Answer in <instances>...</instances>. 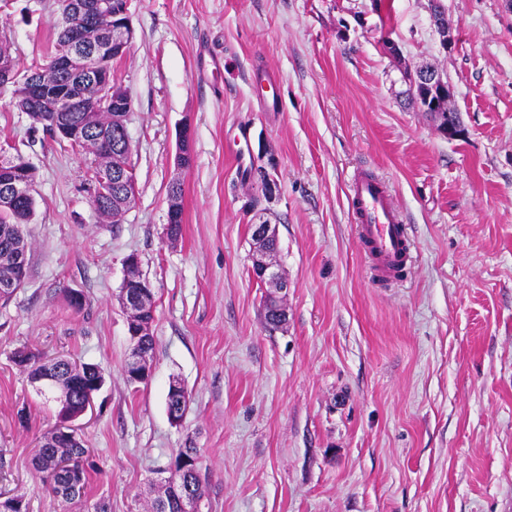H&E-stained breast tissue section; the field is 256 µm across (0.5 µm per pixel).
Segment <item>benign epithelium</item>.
<instances>
[{
	"label": "benign epithelium",
	"mask_w": 512,
	"mask_h": 512,
	"mask_svg": "<svg viewBox=\"0 0 512 512\" xmlns=\"http://www.w3.org/2000/svg\"><path fill=\"white\" fill-rule=\"evenodd\" d=\"M112 11V27L100 34L95 31L94 13L96 9ZM62 26L68 31L69 46L55 55V65L63 80L57 84L45 85L24 77L23 71L16 68L14 61L0 58V85L22 87V99L27 110L49 109L61 113L54 124L56 137L61 140L74 141L93 129V114L85 111L83 81L86 78L97 83L99 89L98 106L116 114L117 130L123 141L130 142L126 117L132 110V98L120 84L112 82V59L126 53L133 41L134 30L128 16V7L121 9L114 4L98 6L80 2L70 6L67 16L62 19ZM409 86L429 87L437 91L444 99L453 100L454 88L451 83L438 76L431 67L421 68L406 75ZM175 161L184 168L191 161V130L183 127L178 136ZM128 186L127 173L123 169H109L100 172L97 178L87 185L91 196L98 204L112 203L113 189ZM34 183L18 169L5 171L3 184L0 185V206L16 209L32 198ZM253 239L255 253L252 257V272L263 284L283 294L288 290V279L273 260L269 249L271 242L277 239L274 226L264 222L254 225ZM127 276L125 278L122 301L128 314L127 330L131 344V353L126 364L127 375L133 380L148 378L150 365L139 351L141 336L152 329V324L140 325L138 316L147 306L150 292L139 283V261L134 255L125 260ZM183 385L174 381L170 395L172 406L170 421L177 425L182 421L184 400ZM182 512H199L200 499L192 485L182 490L180 500Z\"/></svg>",
	"instance_id": "7a95c632"
}]
</instances>
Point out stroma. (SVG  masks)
I'll return each mask as SVG.
<instances>
[{
  "label": "stroma",
  "instance_id": "1",
  "mask_svg": "<svg viewBox=\"0 0 512 512\" xmlns=\"http://www.w3.org/2000/svg\"><path fill=\"white\" fill-rule=\"evenodd\" d=\"M441 3L446 44L430 0H131L117 79L136 191L118 224L91 206L90 157L0 94V141L38 171L27 276L0 306V488L29 512L83 510L32 470L58 403L17 363L25 348L99 364L105 385L77 424L93 450L85 503L111 512H147L150 483L189 447L200 512H512V0ZM57 21L54 0L0 10L19 69L46 63ZM425 65L453 85L463 137L407 100L404 70ZM254 68L273 85L249 86ZM272 95L281 111H266ZM361 170L388 184L416 246L388 286L356 239ZM261 222L288 280L275 330L252 273ZM132 253L155 301L151 374L135 385L119 300ZM175 380L190 395L178 426Z\"/></svg>",
  "mask_w": 512,
  "mask_h": 512
}]
</instances>
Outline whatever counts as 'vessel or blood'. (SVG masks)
<instances>
[{
	"label": "vessel or blood",
	"instance_id": "1",
	"mask_svg": "<svg viewBox=\"0 0 512 512\" xmlns=\"http://www.w3.org/2000/svg\"><path fill=\"white\" fill-rule=\"evenodd\" d=\"M358 220V239L379 279L399 276L409 256L405 226L382 184L368 173H358L349 186Z\"/></svg>",
	"mask_w": 512,
	"mask_h": 512
}]
</instances>
